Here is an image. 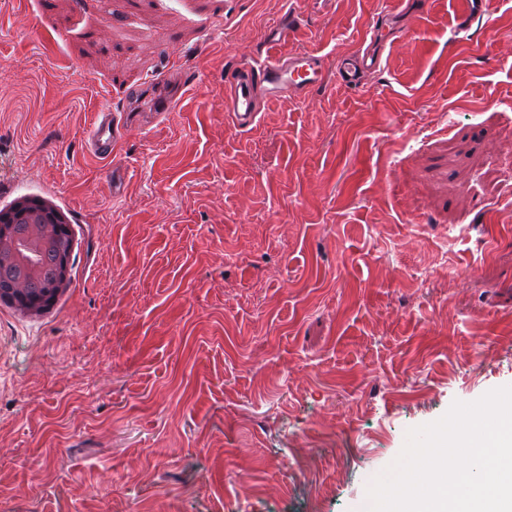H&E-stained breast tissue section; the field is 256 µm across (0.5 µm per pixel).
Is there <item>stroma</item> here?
Segmentation results:
<instances>
[{
  "mask_svg": "<svg viewBox=\"0 0 512 512\" xmlns=\"http://www.w3.org/2000/svg\"><path fill=\"white\" fill-rule=\"evenodd\" d=\"M388 8L0 0V209L73 239L50 309L0 302V512H361L409 429L512 385V0H404L360 84L224 116L282 14L335 60ZM174 66L177 110L93 155ZM123 112L108 107L97 112L90 131L89 146L98 157L111 160L116 156V147L128 132Z\"/></svg>",
  "mask_w": 512,
  "mask_h": 512,
  "instance_id": "35a3bbf8",
  "label": "stroma"
}]
</instances>
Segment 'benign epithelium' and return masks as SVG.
Returning a JSON list of instances; mask_svg holds the SVG:
<instances>
[{"label": "benign epithelium", "instance_id": "benign-epithelium-1", "mask_svg": "<svg viewBox=\"0 0 512 512\" xmlns=\"http://www.w3.org/2000/svg\"><path fill=\"white\" fill-rule=\"evenodd\" d=\"M50 250L57 264L40 296L29 294L27 284L42 276L32 264L31 251ZM72 244L63 217L49 203L36 197L18 199L8 211H0V269L16 276L0 283V301L7 302L31 317L47 310L48 304L66 292L72 284Z\"/></svg>", "mask_w": 512, "mask_h": 512}]
</instances>
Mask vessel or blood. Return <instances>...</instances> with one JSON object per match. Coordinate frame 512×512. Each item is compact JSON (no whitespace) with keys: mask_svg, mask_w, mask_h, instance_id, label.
<instances>
[{"mask_svg":"<svg viewBox=\"0 0 512 512\" xmlns=\"http://www.w3.org/2000/svg\"><path fill=\"white\" fill-rule=\"evenodd\" d=\"M294 32V26L280 20L269 37L271 49L264 59L241 64L227 78L224 110L234 126L252 128L266 102L287 93L306 92L323 81L328 68H335L338 80L352 86L379 66V56L372 53L346 55L332 65L321 55L289 51ZM127 132L123 112L102 108L90 131L89 146L100 158H114Z\"/></svg>","mask_w":512,"mask_h":512,"instance_id":"obj_1","label":"vessel or blood"}]
</instances>
